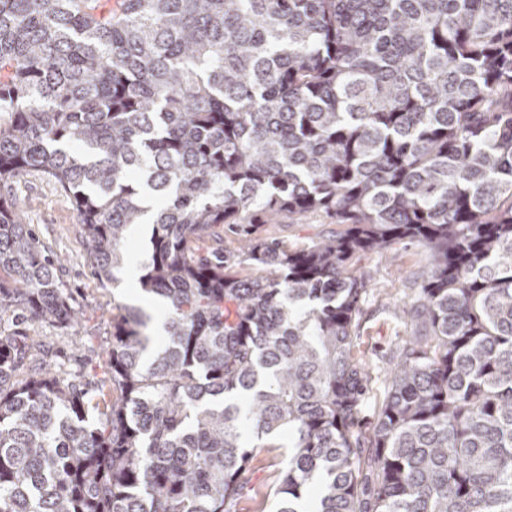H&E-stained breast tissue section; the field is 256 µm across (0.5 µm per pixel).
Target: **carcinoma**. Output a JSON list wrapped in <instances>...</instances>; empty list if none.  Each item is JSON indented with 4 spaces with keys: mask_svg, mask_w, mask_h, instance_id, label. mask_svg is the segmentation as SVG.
Listing matches in <instances>:
<instances>
[{
    "mask_svg": "<svg viewBox=\"0 0 512 512\" xmlns=\"http://www.w3.org/2000/svg\"><path fill=\"white\" fill-rule=\"evenodd\" d=\"M68 195L141 290L102 379L23 325L75 320L13 194ZM322 212L293 250L258 234ZM217 224L234 254L199 252ZM429 253L370 433L360 253ZM255 265L266 275L232 269ZM0 512H236L254 447L294 438L277 512H512V0H0ZM344 227L332 223L325 214L314 212L301 218H281L279 224H262L261 235L284 241L288 248H298L342 231Z\"/></svg>",
    "mask_w": 512,
    "mask_h": 512,
    "instance_id": "obj_1",
    "label": "carcinoma"
}]
</instances>
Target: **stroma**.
Segmentation results:
<instances>
[{
	"label": "stroma",
	"mask_w": 512,
	"mask_h": 512,
	"mask_svg": "<svg viewBox=\"0 0 512 512\" xmlns=\"http://www.w3.org/2000/svg\"><path fill=\"white\" fill-rule=\"evenodd\" d=\"M14 190L27 223L32 224L50 254L60 258L56 269L59 286L80 313V321L74 327L32 321L26 332L46 345L54 361L68 375L104 374L106 356L102 344L112 331L116 304H136L157 316L163 313L162 305L141 292L137 279H123L113 285L99 282L91 275L88 244L75 231L78 214L71 200L53 184L28 174L17 180ZM338 230V225L325 214L314 212L262 225L261 234L298 248ZM428 263L427 251L410 241L396 244L384 253L358 255L351 263L352 272L369 281L353 355L374 367L378 374L361 413L362 431H370L386 399L384 376L389 360L400 340L411 332L402 311L403 303L416 293L418 276ZM290 445L291 438L285 433L263 439L250 463L249 489L239 504L240 512H275L276 491L288 466Z\"/></svg>",
	"instance_id": "stroma-1"
}]
</instances>
